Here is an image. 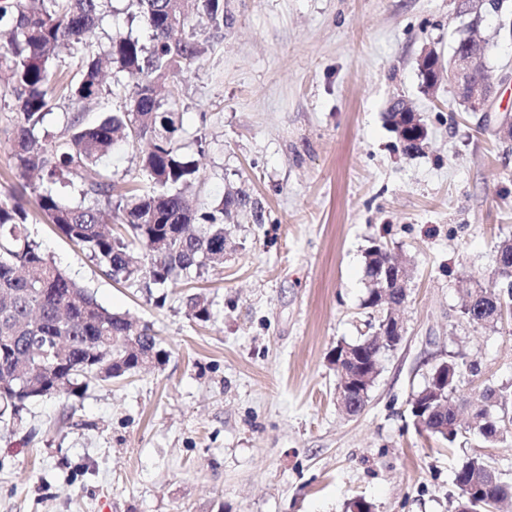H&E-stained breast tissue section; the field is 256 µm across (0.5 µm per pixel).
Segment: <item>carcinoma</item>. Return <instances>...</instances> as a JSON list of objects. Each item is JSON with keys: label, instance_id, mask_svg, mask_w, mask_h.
Segmentation results:
<instances>
[{"label": "carcinoma", "instance_id": "carcinoma-1", "mask_svg": "<svg viewBox=\"0 0 512 512\" xmlns=\"http://www.w3.org/2000/svg\"><path fill=\"white\" fill-rule=\"evenodd\" d=\"M198 10L220 30L230 20L224 0H198ZM132 17L150 32L149 44L130 34L111 38L99 56L92 51L93 33L103 19V0H39L29 9L23 0H0V89L15 95L20 122L11 141L17 167L39 171L41 180L28 188L40 210L58 231L107 273L138 288H163L179 278L224 265L228 226L251 214L262 223L263 207L242 190L196 207L182 189L197 178V161L180 152L183 131L175 104L158 90L191 70L200 58L194 28L184 0H129ZM64 45L77 61L78 78L63 82L68 69L54 64L53 50ZM117 72L138 73L141 81L124 89L121 109L88 125L81 115L66 119L63 139L40 135L57 89L79 101H96L103 94L102 60ZM125 141L146 142L140 156L139 181L114 195L112 177L92 181L78 190L79 201L66 203L56 190L68 176L108 156ZM118 197L111 206L112 197ZM22 204L0 201V415H13L31 400L26 388H40L42 396L75 393L95 380L123 378L143 363H164L166 352L149 326L138 327L125 316L99 304L31 239ZM390 261L387 249L372 246L365 252L371 288L365 305L387 316L377 303L381 295L396 305L407 299L406 286L384 274ZM472 324L494 325L506 309L512 313V287L506 293L490 288H466ZM189 315L207 322L211 304L202 295L187 299ZM345 347L363 359L342 364L337 377H363L381 365L388 347L369 335ZM448 368L432 369L424 388L411 400V412L425 431L453 441L458 434L456 408L467 406L478 417L486 406L508 399V388L487 386L470 396L459 393L460 376L475 367L447 361ZM505 419L484 426L488 440L504 439ZM459 489L456 512H495L498 502L512 495V486L487 468L478 457L468 458L456 475Z\"/></svg>", "mask_w": 512, "mask_h": 512}]
</instances>
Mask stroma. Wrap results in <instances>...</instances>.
I'll return each instance as SVG.
<instances>
[{"mask_svg": "<svg viewBox=\"0 0 512 512\" xmlns=\"http://www.w3.org/2000/svg\"><path fill=\"white\" fill-rule=\"evenodd\" d=\"M128 0H110L92 39L147 40ZM233 21L196 27L204 53L175 82L183 154L197 160L198 202L244 189L264 221L242 220L222 267L182 278L162 296L104 276L60 235L32 194L28 228L58 267L107 309L149 324L167 361L69 396L29 403L0 420V512H453L455 473L479 457L512 483V440L463 426L454 442L419 430L409 401L438 363L464 356L462 392L512 387V316L478 327L461 313L473 283L500 288L496 245L512 240V113L501 85L491 118L460 108L440 77L421 90L426 49L450 57L464 24L458 0H227ZM492 73L512 71V41L484 15ZM112 75L98 101L55 96L45 129L63 115L86 122L119 107ZM405 99L428 127L403 154L385 122ZM11 93L0 94V200L20 193L10 137ZM384 245L408 261L405 335L385 354L364 411L336 403L328 356L374 331L364 253ZM213 301L201 323L189 295Z\"/></svg>", "mask_w": 512, "mask_h": 512, "instance_id": "1", "label": "stroma"}]
</instances>
